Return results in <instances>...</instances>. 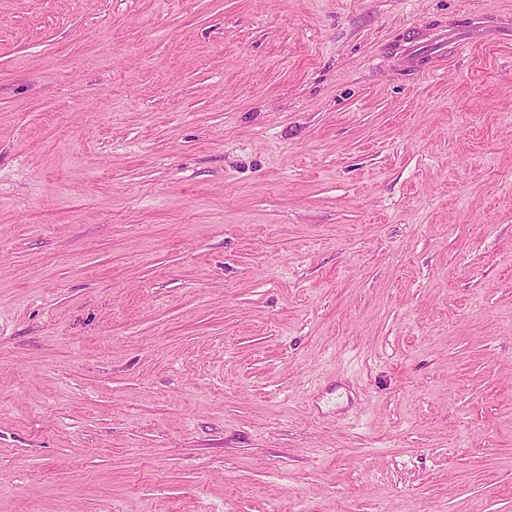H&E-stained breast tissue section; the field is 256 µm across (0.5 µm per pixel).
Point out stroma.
<instances>
[{
    "label": "stroma",
    "mask_w": 512,
    "mask_h": 512,
    "mask_svg": "<svg viewBox=\"0 0 512 512\" xmlns=\"http://www.w3.org/2000/svg\"><path fill=\"white\" fill-rule=\"evenodd\" d=\"M512 0H0V512H512ZM406 43L405 51L414 61L426 59L434 67H441L448 58V44L456 54L464 55L469 51L471 42L465 30L451 31L441 27L413 36Z\"/></svg>",
    "instance_id": "35a3bbf8"
}]
</instances>
